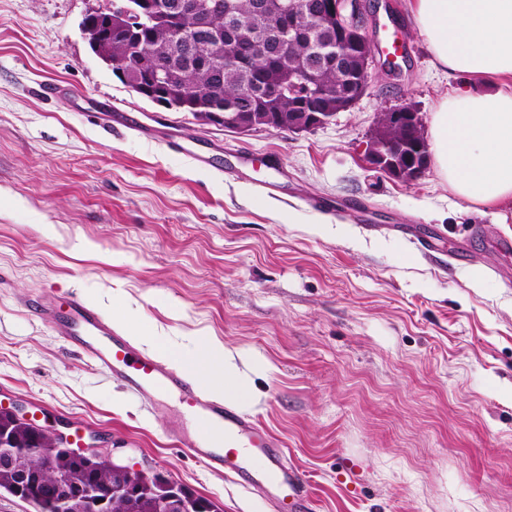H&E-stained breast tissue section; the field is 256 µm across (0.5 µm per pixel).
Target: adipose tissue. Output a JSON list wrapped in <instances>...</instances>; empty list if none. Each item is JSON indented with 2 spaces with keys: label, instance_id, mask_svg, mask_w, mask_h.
I'll return each mask as SVG.
<instances>
[{
  "label": "adipose tissue",
  "instance_id": "obj_1",
  "mask_svg": "<svg viewBox=\"0 0 512 512\" xmlns=\"http://www.w3.org/2000/svg\"><path fill=\"white\" fill-rule=\"evenodd\" d=\"M415 29L456 86L432 114L431 162L465 208L512 222V0H413ZM204 385L246 397L230 353L179 355Z\"/></svg>",
  "mask_w": 512,
  "mask_h": 512
}]
</instances>
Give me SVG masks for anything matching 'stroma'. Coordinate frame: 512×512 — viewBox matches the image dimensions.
Listing matches in <instances>:
<instances>
[{"mask_svg": "<svg viewBox=\"0 0 512 512\" xmlns=\"http://www.w3.org/2000/svg\"><path fill=\"white\" fill-rule=\"evenodd\" d=\"M102 3L0 0V404L220 512H276L181 451L177 398L153 413L28 311L74 295L148 352L228 350L256 396L238 410L309 476L312 512H512V225L435 170L404 183L366 159L380 112L430 122L451 88L409 0H367L369 38L405 54L377 56L350 110L248 133L122 84L80 30ZM108 105L144 132L104 128Z\"/></svg>", "mask_w": 512, "mask_h": 512, "instance_id": "obj_1", "label": "stroma"}]
</instances>
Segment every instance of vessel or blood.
<instances>
[{
  "label": "vessel or blood",
  "mask_w": 512,
  "mask_h": 512,
  "mask_svg": "<svg viewBox=\"0 0 512 512\" xmlns=\"http://www.w3.org/2000/svg\"><path fill=\"white\" fill-rule=\"evenodd\" d=\"M41 321L56 319L58 336L78 347L111 376L122 380L135 396L148 400L153 412H162L173 396L195 418L199 429L182 428L178 441L183 451L209 468L244 477L245 487L261 484L275 492L280 512H307L308 475L289 465L281 445L268 429L205 395L185 375L163 359L140 352L112 327V320L94 306L67 298L63 306H34Z\"/></svg>",
  "instance_id": "1"
}]
</instances>
